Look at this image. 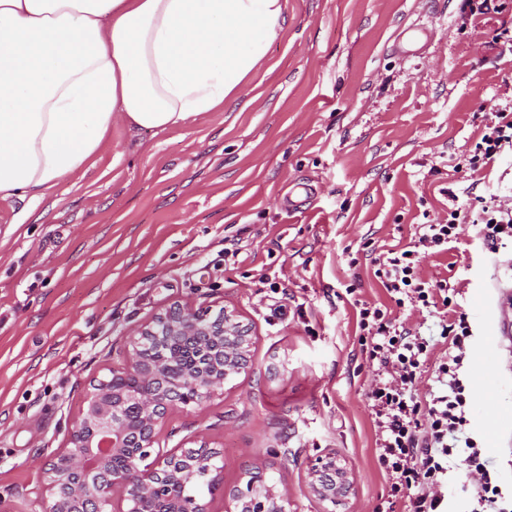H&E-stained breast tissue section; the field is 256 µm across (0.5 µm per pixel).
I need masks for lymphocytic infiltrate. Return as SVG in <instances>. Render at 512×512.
<instances>
[{"instance_id":"lymphocytic-infiltrate-1","label":"lymphocytic infiltrate","mask_w":512,"mask_h":512,"mask_svg":"<svg viewBox=\"0 0 512 512\" xmlns=\"http://www.w3.org/2000/svg\"><path fill=\"white\" fill-rule=\"evenodd\" d=\"M512 150V106L495 112L471 154L467 170L476 172ZM448 217L418 225L405 246L380 251L374 275L397 307L436 314L438 336L429 338L395 323L388 309L359 303L358 343L375 366L377 379L366 394L375 428V453L389 492L378 512H445L451 474H461L474 489L470 512H512L489 461L471 435L467 409L470 386L465 375L472 335L465 314L456 309L455 289L447 280H427L423 259L447 251L466 224L483 227L489 252L512 245V206L497 195L460 201L448 195ZM448 345L445 356L432 361L436 339ZM431 373L433 387L419 398L417 386Z\"/></svg>"}]
</instances>
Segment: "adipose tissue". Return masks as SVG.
Instances as JSON below:
<instances>
[{
    "label": "adipose tissue",
    "mask_w": 512,
    "mask_h": 512,
    "mask_svg": "<svg viewBox=\"0 0 512 512\" xmlns=\"http://www.w3.org/2000/svg\"><path fill=\"white\" fill-rule=\"evenodd\" d=\"M283 0H0V197L44 199L114 118L166 131L247 94Z\"/></svg>",
    "instance_id": "obj_1"
}]
</instances>
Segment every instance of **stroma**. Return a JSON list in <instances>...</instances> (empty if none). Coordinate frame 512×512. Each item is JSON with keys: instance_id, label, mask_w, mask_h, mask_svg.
<instances>
[{"instance_id": "1", "label": "stroma", "mask_w": 512, "mask_h": 512, "mask_svg": "<svg viewBox=\"0 0 512 512\" xmlns=\"http://www.w3.org/2000/svg\"><path fill=\"white\" fill-rule=\"evenodd\" d=\"M250 103L167 131L115 118L106 146L42 201L0 198V512H42L35 490L89 382L125 360L134 328L180 300L233 311L251 336L221 396L169 410L155 451L196 436L218 451L207 500L260 468L292 512H322L306 480L336 454L348 512H377L356 301L390 305L373 252L448 215L449 193L512 194V153L471 178L462 161L512 100V0H285ZM306 188L299 209L291 187ZM512 250L465 225L423 260L472 329L470 423L512 492V343L487 350Z\"/></svg>"}]
</instances>
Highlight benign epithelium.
<instances>
[{
  "label": "benign epithelium",
  "mask_w": 512,
  "mask_h": 512,
  "mask_svg": "<svg viewBox=\"0 0 512 512\" xmlns=\"http://www.w3.org/2000/svg\"><path fill=\"white\" fill-rule=\"evenodd\" d=\"M210 313L207 308L176 301L136 328L129 339L126 366L114 368L110 375L90 384L80 416L68 430V448L54 455L45 467L38 488L44 512H70L75 501L95 505L84 512H139L140 499L161 496L168 483L183 478L186 470L178 464L179 455L151 458L156 432L167 409L222 395L226 378L234 371H242L245 362L234 368L231 360L223 357L224 375L216 377L202 370L172 386L164 375L163 359H150L145 348L161 328L172 336L211 335L206 324ZM221 316L222 325L216 335L224 342L239 340L238 352L247 356V328L227 310H221ZM126 375L135 376L154 397L146 400L117 387L119 378ZM131 403L141 413V423L135 428L123 419ZM126 453L130 454L126 468H111L112 459ZM308 484L324 512H346L353 479L335 454L316 459L308 472ZM117 488L123 493V508L114 506L112 493ZM230 500L233 512H288L290 507L287 494L278 484L267 481L260 486L254 481L246 482Z\"/></svg>",
  "instance_id": "obj_1"
}]
</instances>
